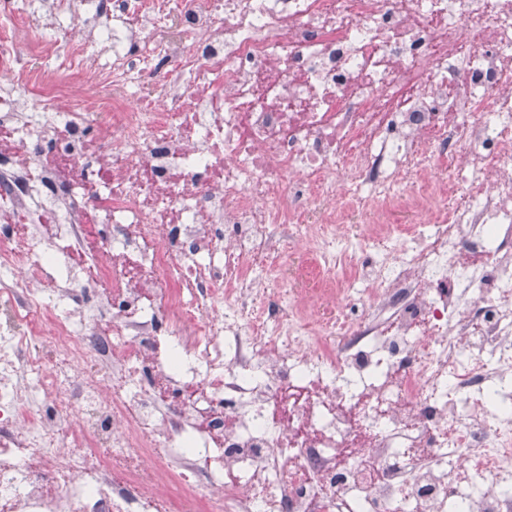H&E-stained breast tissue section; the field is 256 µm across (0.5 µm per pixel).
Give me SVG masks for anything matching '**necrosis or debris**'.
Returning a JSON list of instances; mask_svg holds the SVG:
<instances>
[{
    "instance_id": "obj_1",
    "label": "necrosis or debris",
    "mask_w": 512,
    "mask_h": 512,
    "mask_svg": "<svg viewBox=\"0 0 512 512\" xmlns=\"http://www.w3.org/2000/svg\"><path fill=\"white\" fill-rule=\"evenodd\" d=\"M0 512H512V0H0Z\"/></svg>"
}]
</instances>
